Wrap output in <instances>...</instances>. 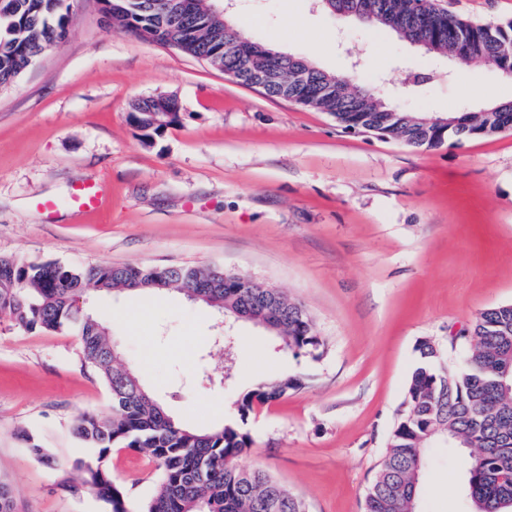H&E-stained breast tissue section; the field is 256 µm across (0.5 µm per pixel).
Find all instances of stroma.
Masks as SVG:
<instances>
[{
    "label": "stroma",
    "instance_id": "35a3bbf8",
    "mask_svg": "<svg viewBox=\"0 0 512 512\" xmlns=\"http://www.w3.org/2000/svg\"><path fill=\"white\" fill-rule=\"evenodd\" d=\"M65 40L0 88V255L27 262L219 267L277 288L311 314L318 352L277 350L239 323L231 381H223L219 315L183 294L88 298L112 328L127 367L182 424L235 417L236 400L289 372L302 386L258 407L242 426L240 467L260 468L308 512H364L389 435L405 410L417 344L453 337L484 309L512 303V132L407 146L347 133L328 113L267 97L218 68L114 30L101 0H66ZM463 18L512 20V0H441ZM226 21L252 41L368 87L417 77L400 110L448 115L512 101V80L468 66L314 0H235ZM176 96L179 121L153 138L132 104ZM79 183L101 184L104 206L62 205ZM57 201L55 211L42 207ZM73 331L28 332L0 313V478L16 512H106L75 460L77 414L110 408ZM50 448L53 470L22 433ZM130 512L159 477L147 455L114 447L107 459ZM459 471L447 451L425 476L420 512H460Z\"/></svg>",
    "mask_w": 512,
    "mask_h": 512
}]
</instances>
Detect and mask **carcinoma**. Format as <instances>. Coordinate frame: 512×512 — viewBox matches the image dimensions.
<instances>
[{
	"label": "carcinoma",
	"instance_id": "1",
	"mask_svg": "<svg viewBox=\"0 0 512 512\" xmlns=\"http://www.w3.org/2000/svg\"><path fill=\"white\" fill-rule=\"evenodd\" d=\"M65 0H11V15L0 17V87L14 83L44 52L66 36ZM363 13L368 28L386 29L412 42L429 36L431 52L462 63L492 64L512 80V21L480 23L465 20L436 0H344ZM123 32L174 46L181 52L220 67L236 82L250 86L257 68L270 64L279 79L265 95L310 106L330 114L345 131L373 132L415 148H434L456 138H480L512 130V104L492 105L448 117V131L438 135L426 128L425 117L386 104L368 88L351 87L338 98L322 91L336 76L306 60L267 46L253 59L255 43L204 8L174 12L166 0H127L126 15L117 16ZM309 69L314 91H296L294 71ZM131 120L158 132L178 122L161 111L154 98L132 105ZM135 280L138 292L157 293L202 283L198 302L224 311L234 321L243 307L257 316L271 305L281 319L271 334L282 350L313 353L323 342L315 323L300 304L281 293L271 295L248 286L242 277L224 285V270L194 266L31 263L0 256V313H8L25 331H75L84 364L103 380L111 395L105 415H79L75 435L95 455L75 467L85 484L111 512H127L121 487L112 480L106 458L119 445L150 456L160 471L153 496L140 512H305L303 502L266 471L244 469L236 460L250 445L240 424L258 405L276 401L302 386L288 373L272 375L236 402L238 420L200 430L169 417L125 368L109 339L108 329L82 306L93 292L122 291ZM419 361L409 380L404 414L390 434L385 455L365 497L364 512H418L422 477L431 450L443 443L461 450L463 512H498L512 502V304L481 311L470 334L460 337L457 367L441 359L428 338L417 345ZM28 451L41 464L57 467L50 449L24 436Z\"/></svg>",
	"mask_w": 512,
	"mask_h": 512
}]
</instances>
